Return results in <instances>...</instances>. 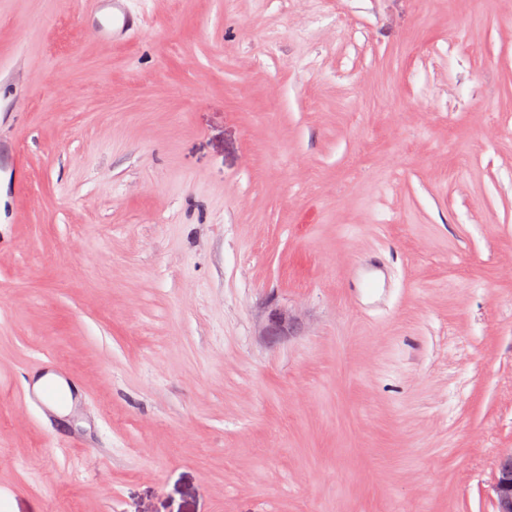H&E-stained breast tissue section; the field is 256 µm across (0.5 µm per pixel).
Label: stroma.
<instances>
[{
	"mask_svg": "<svg viewBox=\"0 0 512 512\" xmlns=\"http://www.w3.org/2000/svg\"><path fill=\"white\" fill-rule=\"evenodd\" d=\"M130 7L112 47L88 0H0L10 512H495L512 0ZM50 358L63 418L28 397ZM293 328V321L288 316V311L279 307L267 310L264 326L261 329L262 336H285Z\"/></svg>",
	"mask_w": 512,
	"mask_h": 512,
	"instance_id": "stroma-1",
	"label": "stroma"
}]
</instances>
